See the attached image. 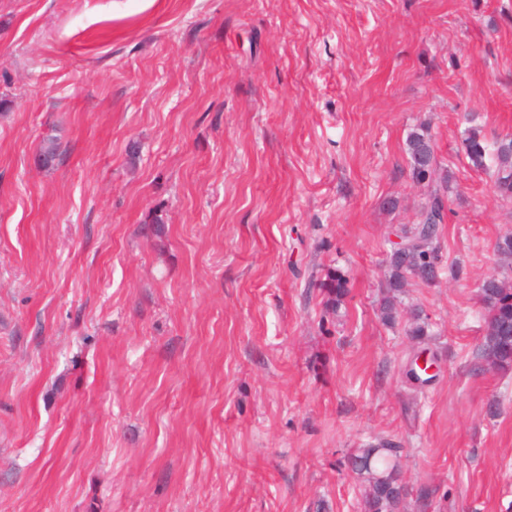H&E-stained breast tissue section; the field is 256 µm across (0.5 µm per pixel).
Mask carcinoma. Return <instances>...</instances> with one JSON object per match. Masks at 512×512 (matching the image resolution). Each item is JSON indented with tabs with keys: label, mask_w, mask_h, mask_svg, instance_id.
<instances>
[{
	"label": "carcinoma",
	"mask_w": 512,
	"mask_h": 512,
	"mask_svg": "<svg viewBox=\"0 0 512 512\" xmlns=\"http://www.w3.org/2000/svg\"><path fill=\"white\" fill-rule=\"evenodd\" d=\"M470 164L476 169L486 168V159L494 160L492 171L495 192L503 201L512 202V142L498 139L489 142L477 127H470L462 140ZM406 154L410 162V176L416 180L437 164L436 145L431 134L417 128L406 139ZM453 192L452 177L445 173L435 180L418 221L401 230V242L394 244L386 257L387 272L379 315L383 323L393 327L407 320V334L416 340L430 335V323L421 311L401 308L400 295L411 283H430L425 270L440 262L436 246L440 226L444 224L445 201ZM326 300V314H334L349 294V281L337 269L327 271L320 283ZM485 309V336L481 357L486 369L512 372V285L494 277L491 287L480 291ZM349 463L360 479L359 493L365 512H396L405 491L401 483V455L396 443L382 440L364 448L355 449Z\"/></svg>",
	"instance_id": "cac0c4a2"
}]
</instances>
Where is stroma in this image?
Returning <instances> with one entry per match:
<instances>
[{
	"label": "stroma",
	"instance_id": "obj_1",
	"mask_svg": "<svg viewBox=\"0 0 512 512\" xmlns=\"http://www.w3.org/2000/svg\"><path fill=\"white\" fill-rule=\"evenodd\" d=\"M420 126L454 181L401 297L422 388L378 311ZM471 126L512 136V0H0V512H361L380 438L398 512H512V373L477 357L512 204ZM349 281L346 276L337 269L327 271L326 278L320 283L326 300V314H336V310L341 306L349 294ZM349 463L360 479L359 493L365 512H396L405 491L401 483V455L396 443L382 440L355 448Z\"/></svg>",
	"mask_w": 512,
	"mask_h": 512
}]
</instances>
